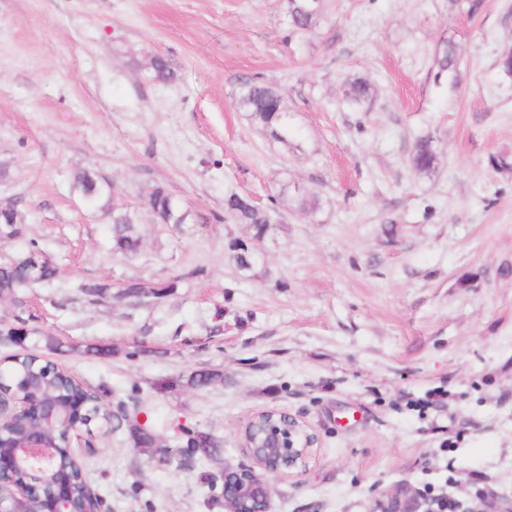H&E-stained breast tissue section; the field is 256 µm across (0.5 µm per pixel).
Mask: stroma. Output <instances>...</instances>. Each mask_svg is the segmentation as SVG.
<instances>
[{"label": "stroma", "mask_w": 512, "mask_h": 512, "mask_svg": "<svg viewBox=\"0 0 512 512\" xmlns=\"http://www.w3.org/2000/svg\"><path fill=\"white\" fill-rule=\"evenodd\" d=\"M449 44L454 72L439 68ZM511 50L512 0L473 15L324 0L310 33L289 27L286 0H0V205L25 217L0 255L33 241L58 269L0 317L108 408L160 411L164 444L184 428L220 444L157 464L126 428L97 437L85 469L105 512H225L213 490L248 462L241 429L273 409L320 443L305 473L271 478L270 512H372L376 487L485 512L512 498V172L493 164L512 159ZM157 57L171 81L152 79ZM249 80L281 94L286 141L236 107ZM421 138L437 155L426 175L409 162ZM83 169L106 207L140 212L135 257L113 255L106 208L73 187ZM155 184L185 223L143 214ZM233 193L272 210L261 242L227 219ZM139 281L162 294L113 300ZM94 283L109 297L89 301ZM200 369L224 379L191 389Z\"/></svg>", "instance_id": "35a3bbf8"}]
</instances>
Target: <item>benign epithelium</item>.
I'll use <instances>...</instances> for the list:
<instances>
[{
	"instance_id": "benign-epithelium-1",
	"label": "benign epithelium",
	"mask_w": 512,
	"mask_h": 512,
	"mask_svg": "<svg viewBox=\"0 0 512 512\" xmlns=\"http://www.w3.org/2000/svg\"><path fill=\"white\" fill-rule=\"evenodd\" d=\"M14 378L0 372V423L20 421L28 425L23 434L0 430V512H17L16 504L31 489L30 475L42 476L39 512H101L99 508L75 505L67 485L55 481L60 468L56 440L49 438L41 424L55 423L67 437L70 447L84 448L94 434L93 417L82 413L84 403L66 400L60 404L38 394L16 398ZM319 443L318 434L293 415L288 421L270 418L256 431L253 441L244 445L251 461L248 467L224 466V507L227 512H267L270 497L268 478L294 477L304 473ZM408 495V491H376L374 512H434Z\"/></svg>"
}]
</instances>
